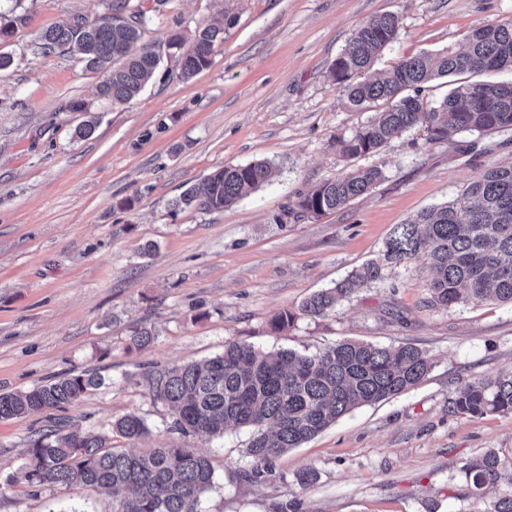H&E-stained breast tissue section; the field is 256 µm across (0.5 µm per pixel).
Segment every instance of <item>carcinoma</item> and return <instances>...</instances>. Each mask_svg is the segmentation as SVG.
Masks as SVG:
<instances>
[{"label": "carcinoma", "instance_id": "obj_1", "mask_svg": "<svg viewBox=\"0 0 512 512\" xmlns=\"http://www.w3.org/2000/svg\"><path fill=\"white\" fill-rule=\"evenodd\" d=\"M109 2L111 13L103 18L79 15L46 28L37 51L76 54L89 69L103 72L97 93L114 105L135 98L165 55L177 58L181 78H193L209 66L224 32L237 20L228 0H216L222 22L199 26L191 42L173 32L164 41L140 46L144 17L129 8V0ZM399 29L396 14L371 17L331 65L330 78L343 89L349 105L374 111L365 125L340 140L345 157L376 154L412 128L422 129L431 141L512 129V80H466L474 73L512 74V25H476L460 50L422 52L388 71L368 75L377 52L394 41ZM438 78L449 79L452 88L441 100L428 101L423 96L426 84ZM272 178L273 168L265 161L225 165L201 186L184 190L171 206L175 212L222 210ZM384 179L377 166H357L319 183L297 206L302 214L317 218L346 207ZM412 259L425 260L431 270L424 300L431 308L487 300L511 304L512 163L484 171L454 201L396 225L380 260L304 299L299 311L322 317L357 288L383 279L385 267ZM431 368L430 359L408 344L340 340L305 354L230 342L215 357L151 374L149 394L168 408L172 428L185 436L222 437L228 428L251 429L246 453L254 466L246 479L256 480L268 473L273 458L301 447L353 410L411 389ZM104 384L101 374L88 369L24 391L0 393V420L64 409ZM452 409L470 417L511 414L512 374L463 385ZM112 432L134 444L149 429L141 416L127 413L112 422ZM509 471L512 454L487 449L464 465L461 498L487 497L484 512H512V479H505ZM17 478L31 486L108 492L112 512H200V498L213 485L214 468L195 448H114L107 438L57 418L46 431L30 437Z\"/></svg>", "mask_w": 512, "mask_h": 512}]
</instances>
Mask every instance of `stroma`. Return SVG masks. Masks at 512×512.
Wrapping results in <instances>:
<instances>
[{
    "instance_id": "stroma-1",
    "label": "stroma",
    "mask_w": 512,
    "mask_h": 512,
    "mask_svg": "<svg viewBox=\"0 0 512 512\" xmlns=\"http://www.w3.org/2000/svg\"><path fill=\"white\" fill-rule=\"evenodd\" d=\"M143 40L192 37L218 18L215 0H131ZM237 22L210 65L180 78L162 62L122 106L96 97L100 73L69 55L34 53L47 26L106 14V0H0L17 15L0 43V393L94 369L100 389L68 407L84 429L112 436L123 414L142 416V447L207 452L214 485L201 512H481L459 500L463 466L487 449L512 451V414L468 417L451 402L466 383L512 371V305L429 308L422 260L384 270L323 317L302 301L378 259L395 225L453 200L483 171L512 163V130L426 140L412 129L366 162L386 178L343 209L301 216L300 195L350 166L336 143L372 116L343 103L329 69L354 30L397 14V38L376 67L423 51L458 49L482 22L512 25V0H236ZM73 99L88 113L66 111ZM95 134L72 137L86 114ZM265 160L274 181L224 210L171 213L172 199L213 170ZM134 201L120 208L122 199ZM294 323L273 332L283 311ZM155 332L143 349L129 329ZM343 339L410 344L433 366L415 387L355 409L273 459L245 482L246 429L185 437L149 394V373L223 352L231 341L313 353ZM45 414L0 420V512H112L111 496L17 480ZM314 470L299 486L296 476Z\"/></svg>"
}]
</instances>
